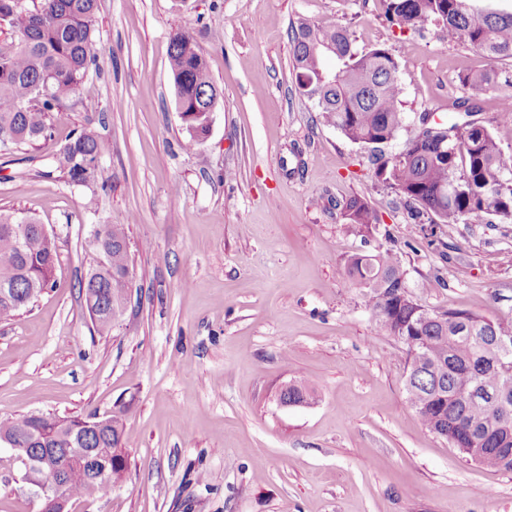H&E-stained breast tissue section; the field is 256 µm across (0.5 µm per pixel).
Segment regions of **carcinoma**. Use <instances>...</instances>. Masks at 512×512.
Here are the masks:
<instances>
[{
    "instance_id": "cac0c4a2",
    "label": "carcinoma",
    "mask_w": 512,
    "mask_h": 512,
    "mask_svg": "<svg viewBox=\"0 0 512 512\" xmlns=\"http://www.w3.org/2000/svg\"><path fill=\"white\" fill-rule=\"evenodd\" d=\"M0 0V21L20 35L13 50L0 49V135L16 145L45 137L52 114L79 94L89 69L96 64L92 18L97 0ZM380 16L390 26L420 32L439 27L450 42H464L482 53L489 65L458 76L476 93L496 88L501 78L495 63L512 59V11L481 9L473 0H378ZM298 92L324 124L350 142L375 152L376 176L387 187L417 205L416 216L431 215L436 224H460L480 218L492 224L512 223V177L492 132L474 121L448 125L430 123L428 115L408 137L405 156L385 157L383 147L407 128L401 112L400 66L383 46L358 49L355 35L334 19L300 17L289 33ZM335 58L327 69L324 56ZM170 69L183 112L198 116L184 123L199 132L190 135L192 148L205 138L203 121L215 85L191 36L175 33L170 41ZM109 143L90 131H75L63 146L59 166L74 186L95 181L98 164ZM342 217L361 236L376 224V212L360 197L349 198ZM11 224L39 226L33 218L0 213V282H10V297L0 296V318H10L53 287L59 255L55 237L33 230L22 252ZM103 258L97 273L79 281L95 332L109 335L116 325L124 278L131 267L126 225L105 224L91 241ZM345 274L362 292L376 326L406 347L405 392L411 408L431 431L446 433L464 448H482L476 462L490 470L512 471V458L495 452L512 448V354L500 364L490 361L493 343L512 345V319L490 320L458 309L434 310L408 292L406 271L399 257L384 251L354 254ZM309 396L302 381L288 384L291 405ZM43 436L64 462L61 483L70 497H82L91 484L99 493L112 489L127 469L119 452L121 418L115 414L100 428L92 417L54 414L22 415L0 421L3 436ZM99 448L108 477L98 478V461L67 463L69 450Z\"/></svg>"
}]
</instances>
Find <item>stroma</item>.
Wrapping results in <instances>:
<instances>
[{
	"mask_svg": "<svg viewBox=\"0 0 512 512\" xmlns=\"http://www.w3.org/2000/svg\"><path fill=\"white\" fill-rule=\"evenodd\" d=\"M339 18L357 45L390 50L407 124L476 119L512 167V114L458 76L472 47L389 26L376 0H97L98 68L48 137L0 143V211L56 237L55 285L0 321V420L117 414L124 479L70 512H512V472L483 468L406 401L405 348L375 325L344 273L353 254L396 253L431 309L512 318V224L418 223L378 181L371 151L325 125L295 89L288 30ZM190 34L223 97L184 149L171 36ZM107 140L97 182L55 157L73 131ZM357 196L379 213L360 237ZM128 228L135 274L111 335L93 333L77 283L93 226ZM303 379L310 403L278 394ZM0 445V512H39L37 487ZM342 217L348 228L355 234H369L376 224V212L360 197H350L343 206Z\"/></svg>",
	"mask_w": 512,
	"mask_h": 512,
	"instance_id": "1",
	"label": "stroma"
}]
</instances>
